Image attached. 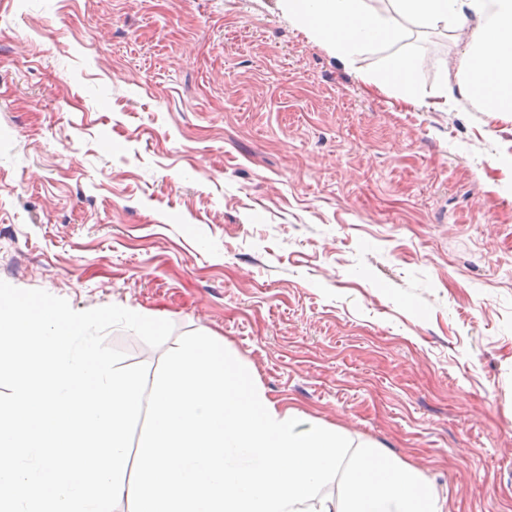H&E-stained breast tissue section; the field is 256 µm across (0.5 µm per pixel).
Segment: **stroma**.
<instances>
[{
	"instance_id": "35a3bbf8",
	"label": "stroma",
	"mask_w": 512,
	"mask_h": 512,
	"mask_svg": "<svg viewBox=\"0 0 512 512\" xmlns=\"http://www.w3.org/2000/svg\"><path fill=\"white\" fill-rule=\"evenodd\" d=\"M470 38L347 64L281 0H0V280L223 337L446 512H512V114L439 98ZM396 53L414 97L362 80Z\"/></svg>"
}]
</instances>
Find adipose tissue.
<instances>
[{
  "instance_id": "1",
  "label": "adipose tissue",
  "mask_w": 512,
  "mask_h": 512,
  "mask_svg": "<svg viewBox=\"0 0 512 512\" xmlns=\"http://www.w3.org/2000/svg\"><path fill=\"white\" fill-rule=\"evenodd\" d=\"M288 17L343 60L371 44L396 40L398 21L456 31L473 26L472 40L458 61L456 84L444 85V104L479 99L489 112H512V0H390L392 9L378 13L365 0H283ZM415 64L400 55L364 79L390 84L404 96L416 94Z\"/></svg>"
}]
</instances>
